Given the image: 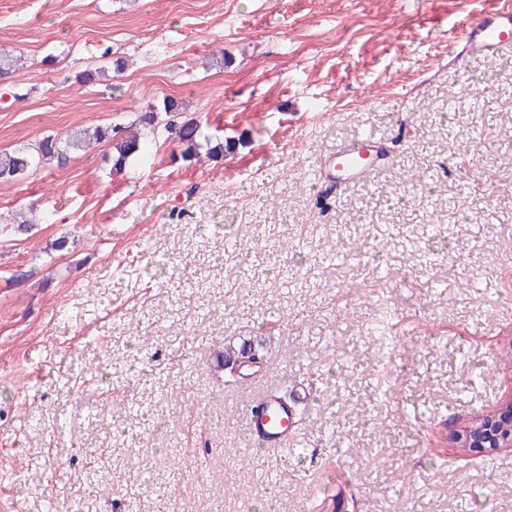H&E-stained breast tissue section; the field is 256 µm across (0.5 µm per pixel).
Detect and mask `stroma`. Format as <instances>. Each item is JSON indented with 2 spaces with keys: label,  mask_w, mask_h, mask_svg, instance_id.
<instances>
[{
  "label": "stroma",
  "mask_w": 512,
  "mask_h": 512,
  "mask_svg": "<svg viewBox=\"0 0 512 512\" xmlns=\"http://www.w3.org/2000/svg\"><path fill=\"white\" fill-rule=\"evenodd\" d=\"M496 2L0 0V50L25 57L0 151L166 97L240 141L185 161L162 135L117 175L100 144L0 183V216H41L0 231V512H306L337 492L341 512H512V447L450 442L512 398V47L460 38ZM105 47L126 70L75 84ZM452 125L479 132L477 165ZM363 133L386 153L368 181L317 177ZM426 170L429 198L408 189ZM330 250L358 258L321 265ZM383 306L400 341L385 401ZM245 342L258 359L227 386L224 347ZM475 363L491 373L473 390ZM263 373L310 386L303 458L247 440L244 384Z\"/></svg>",
  "instance_id": "35a3bbf8"
}]
</instances>
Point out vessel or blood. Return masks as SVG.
Listing matches in <instances>:
<instances>
[{
    "label": "vessel or blood",
    "instance_id": "b4317fda",
    "mask_svg": "<svg viewBox=\"0 0 512 512\" xmlns=\"http://www.w3.org/2000/svg\"><path fill=\"white\" fill-rule=\"evenodd\" d=\"M464 37L472 52L497 51L512 40V6L506 4L487 12L478 22L465 28ZM377 145V138L364 135L337 149L331 156L337 184L343 186L365 179L374 166L369 154ZM296 425L291 407L280 399L275 389L265 387L257 391L245 425L248 438L257 447L287 452Z\"/></svg>",
    "mask_w": 512,
    "mask_h": 512
}]
</instances>
